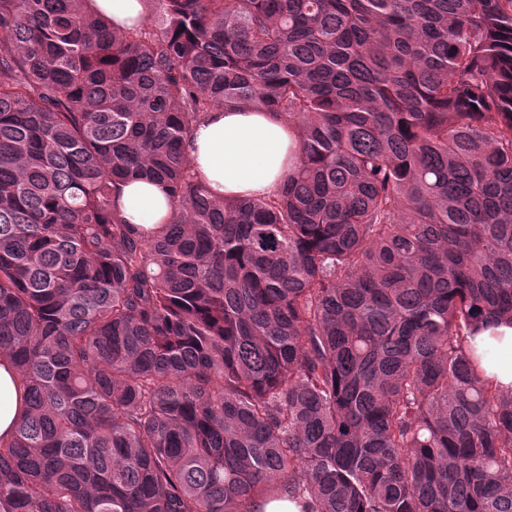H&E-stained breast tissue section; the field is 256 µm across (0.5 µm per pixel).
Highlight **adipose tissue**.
Listing matches in <instances>:
<instances>
[{
  "mask_svg": "<svg viewBox=\"0 0 512 512\" xmlns=\"http://www.w3.org/2000/svg\"><path fill=\"white\" fill-rule=\"evenodd\" d=\"M188 154L198 176L215 195H275L298 156V134L287 122L246 107L209 113L194 133ZM122 219L152 231L172 214L165 187L133 180L119 185L114 197ZM483 375L502 392L512 391V325L477 331L470 339ZM16 369L0 360V437L9 438L21 409Z\"/></svg>",
  "mask_w": 512,
  "mask_h": 512,
  "instance_id": "adipose-tissue-1",
  "label": "adipose tissue"
}]
</instances>
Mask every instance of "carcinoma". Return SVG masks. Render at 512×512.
<instances>
[{
  "label": "carcinoma",
  "instance_id": "obj_1",
  "mask_svg": "<svg viewBox=\"0 0 512 512\" xmlns=\"http://www.w3.org/2000/svg\"><path fill=\"white\" fill-rule=\"evenodd\" d=\"M0 0V512H512V0ZM299 132L218 199L205 115ZM167 187L144 235L117 185ZM99 9L112 18L117 28L129 27L143 16L140 0H95ZM475 360L483 375L502 392L512 391V325L499 323L480 329L470 338ZM16 369L12 361H0V437H10L13 424L21 409V399L15 382Z\"/></svg>",
  "mask_w": 512,
  "mask_h": 512
}]
</instances>
